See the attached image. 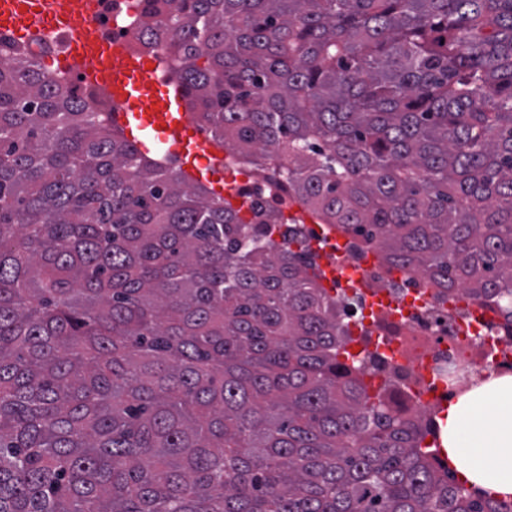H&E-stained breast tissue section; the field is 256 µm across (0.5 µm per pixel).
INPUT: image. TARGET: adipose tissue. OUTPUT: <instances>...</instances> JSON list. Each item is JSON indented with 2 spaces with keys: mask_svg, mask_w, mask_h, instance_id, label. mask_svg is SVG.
<instances>
[{
  "mask_svg": "<svg viewBox=\"0 0 512 512\" xmlns=\"http://www.w3.org/2000/svg\"><path fill=\"white\" fill-rule=\"evenodd\" d=\"M442 443L469 485L512 495V376L489 377L450 404Z\"/></svg>",
  "mask_w": 512,
  "mask_h": 512,
  "instance_id": "adipose-tissue-1",
  "label": "adipose tissue"
}]
</instances>
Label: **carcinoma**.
<instances>
[{
	"instance_id": "carcinoma-1",
	"label": "carcinoma",
	"mask_w": 512,
	"mask_h": 512,
	"mask_svg": "<svg viewBox=\"0 0 512 512\" xmlns=\"http://www.w3.org/2000/svg\"><path fill=\"white\" fill-rule=\"evenodd\" d=\"M211 138L512 324V0H136ZM0 60V512H512L339 362L314 266Z\"/></svg>"
}]
</instances>
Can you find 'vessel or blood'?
Wrapping results in <instances>:
<instances>
[{
	"mask_svg": "<svg viewBox=\"0 0 512 512\" xmlns=\"http://www.w3.org/2000/svg\"><path fill=\"white\" fill-rule=\"evenodd\" d=\"M93 5L94 0H0V35L34 40L66 30V71L105 93L111 121L124 138L142 151L177 155L187 179L208 180L220 151L189 119L176 76L159 75L158 64H147L127 42L105 38Z\"/></svg>",
	"mask_w": 512,
	"mask_h": 512,
	"instance_id": "b4317fda",
	"label": "vessel or blood"
}]
</instances>
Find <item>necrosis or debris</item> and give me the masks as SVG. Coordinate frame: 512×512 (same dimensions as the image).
I'll use <instances>...</instances> for the list:
<instances>
[{"instance_id": "necrosis-or-debris-1", "label": "necrosis or debris", "mask_w": 512, "mask_h": 512, "mask_svg": "<svg viewBox=\"0 0 512 512\" xmlns=\"http://www.w3.org/2000/svg\"><path fill=\"white\" fill-rule=\"evenodd\" d=\"M97 20L105 36L124 37L134 48H145V18L126 0H98ZM232 188L251 201L247 232L267 233L286 245L285 231L304 205L289 194L279 170L260 172L240 156L226 153L219 160ZM313 261L337 263L339 274L331 294L338 316L355 336H390L394 352L368 345L359 358L365 373L391 384L395 406L408 419L432 420L423 395L437 391L448 402L470 391L489 373L512 372V328L498 316H473L466 307H452L447 294L420 276L396 272L382 259H371L372 248L362 237L341 233L332 238L328 225H304ZM365 288H356V281Z\"/></svg>"}]
</instances>
